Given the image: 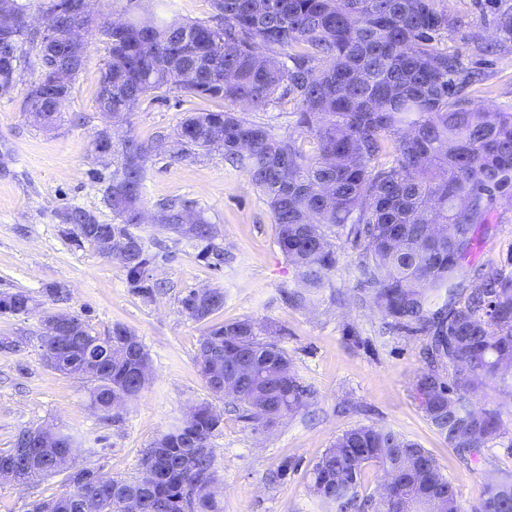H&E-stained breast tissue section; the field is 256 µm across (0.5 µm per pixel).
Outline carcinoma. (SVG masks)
Returning a JSON list of instances; mask_svg holds the SVG:
<instances>
[{
    "label": "carcinoma",
    "mask_w": 512,
    "mask_h": 512,
    "mask_svg": "<svg viewBox=\"0 0 512 512\" xmlns=\"http://www.w3.org/2000/svg\"><path fill=\"white\" fill-rule=\"evenodd\" d=\"M79 0H37V10L55 13ZM443 0H215V24L133 18L105 34L109 56L97 86L112 84V109L130 116L148 96L221 102L216 110L186 113L169 142L171 156L189 158L219 149L245 172L273 217L279 249L305 288L323 285L336 266L335 241L358 251L359 301L370 303L396 332L428 337L427 367L414 394L434 428L463 460L479 455L505 433L501 413L478 407L475 395L491 381L512 382V274L473 270L469 256L492 208L512 202V111L476 104L465 90L479 72L459 54L438 48L458 20L440 8ZM49 51L38 34L19 31L14 45H0V90L9 94L25 47ZM287 97L296 105L295 124L316 140L308 153L290 135L247 119L238 104L263 110ZM72 95L54 103L28 97L32 123L57 127ZM120 157L112 170L108 202L114 219L101 224L83 209L63 211L67 235L94 245L105 229L126 253L130 285L146 301L159 282L148 271L166 255L151 252L140 227L143 185L152 148L128 135L112 142ZM186 203L156 205V226L177 241L211 242L214 228L199 213L185 223ZM479 280L466 291L465 283ZM183 312L205 321L224 306L221 288H200L181 299ZM33 297L0 294V314L28 315ZM75 334L58 337L55 370L87 374L91 403L107 416L143 390L137 382L150 362L133 332L115 326L92 331L82 319ZM197 365L210 393L227 400L239 417L267 428L311 405L312 391L298 378L277 343L258 338L250 320L208 326ZM451 368L449 377L443 371ZM223 382L232 387L216 389ZM192 419L172 424L150 444L138 475L103 483L91 467L58 469L72 455L73 436L57 432L50 442L17 434L0 451V471L26 481L65 473L68 491L32 503L30 512H223L210 442L222 421L208 402ZM403 436L358 426L336 438L313 466L312 491L329 512H432L443 495L445 512H465L455 488L445 483L432 456ZM401 472L385 498L360 495L368 465ZM479 512H512V474L487 485Z\"/></svg>",
    "instance_id": "carcinoma-1"
}]
</instances>
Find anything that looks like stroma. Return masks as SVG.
<instances>
[{
  "mask_svg": "<svg viewBox=\"0 0 512 512\" xmlns=\"http://www.w3.org/2000/svg\"><path fill=\"white\" fill-rule=\"evenodd\" d=\"M446 5L462 24L443 35L440 48L464 55L482 74L480 82L468 87V96L512 110V41L495 55H478L470 35H495L486 0H447ZM88 40V60L76 78L70 106L81 122H64L53 132L30 122L23 106L39 74L32 53L12 93L0 97V292L24 290L40 305L28 315H0V338L20 344L16 350L0 349V451L11 448L20 429L47 426L78 438L71 468L90 466L110 477L135 475L159 433L190 406L212 399L196 364L206 325L185 315L181 300L193 289L220 288L224 306L214 321L249 319L259 328H274L275 342L314 394L308 409L264 430L225 411L211 441L224 512H327L310 490L313 466L337 436L361 425L390 429L425 448L458 490L465 512H475L487 482L512 472V387L492 382L484 389L480 402L500 410L505 433L476 458L462 460L413 393L425 368V336L386 332L381 315L359 303L357 252L345 241L336 243V268L324 287L299 289L277 245L267 204L222 152L177 160L162 148L152 158L144 181L145 209L171 198L190 201L214 225V243L222 252L218 259L201 255L198 248L142 225L145 238L160 236L171 253L150 271L164 283L153 301L132 290L120 262L65 236L60 222L65 208H82L105 224L113 219L105 201L111 170L96 161L93 151L95 135L105 125L96 89L108 44L96 31ZM212 106L204 99L149 98L124 130L151 144L173 133L186 112ZM294 110L293 102L282 100L246 116L313 150L310 134L295 125ZM511 254L512 205L502 201L471 263L501 268ZM55 284L67 287L66 302L47 296ZM45 309L80 317L98 333L120 325L139 337L150 357L151 376L114 418L91 407L89 383L44 363L40 333ZM278 469L282 479L268 483L267 474ZM65 489L59 475L21 488L0 482V512H28L35 500Z\"/></svg>",
  "mask_w": 512,
  "mask_h": 512,
  "instance_id": "obj_1",
  "label": "stroma"
}]
</instances>
